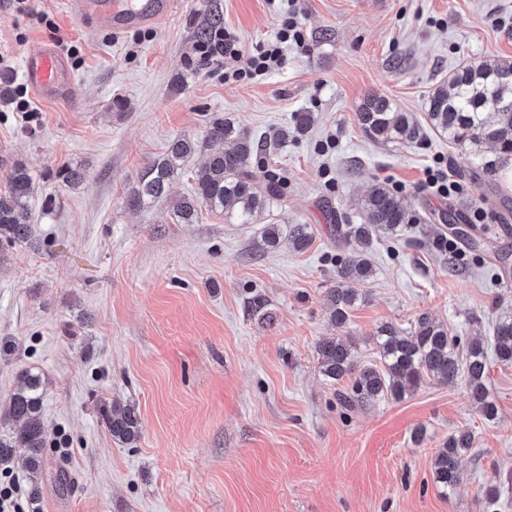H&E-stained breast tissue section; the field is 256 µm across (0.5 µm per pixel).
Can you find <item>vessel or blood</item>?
Listing matches in <instances>:
<instances>
[{"label":"vessel or blood","instance_id":"b4317fda","mask_svg":"<svg viewBox=\"0 0 512 512\" xmlns=\"http://www.w3.org/2000/svg\"><path fill=\"white\" fill-rule=\"evenodd\" d=\"M174 0H70L73 15L94 16L100 25L155 24L168 16ZM24 75L33 92L46 100L68 96L71 85L66 58L47 42H38L24 53Z\"/></svg>","mask_w":512,"mask_h":512}]
</instances>
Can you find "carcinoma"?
<instances>
[{"label": "carcinoma", "instance_id": "1", "mask_svg": "<svg viewBox=\"0 0 512 512\" xmlns=\"http://www.w3.org/2000/svg\"><path fill=\"white\" fill-rule=\"evenodd\" d=\"M428 119L448 143L468 146L481 156L479 175L493 178L512 162V61L481 60L466 63L448 73V77L428 95ZM357 120L364 133L381 142L414 141L421 128L410 114L402 112L392 99L376 93L367 94L357 110ZM491 148L486 155L483 147ZM262 147L261 141L234 127L230 120L216 119L201 138L176 137L165 156L143 168L126 198L133 210L167 195L170 184L181 173L184 162L196 153H205L206 164L195 174L194 192L177 199L172 214L179 224H193L198 210L206 206L227 212L238 224L253 223L254 216L276 202L281 185L267 180L264 193L256 191L253 160ZM56 177L69 185L81 183L86 172L81 167L66 166ZM33 175L22 162H15L7 175L6 187L0 189V266L8 261L7 247L28 244L39 247L40 238L34 224L30 197ZM361 223L335 224L336 241L349 248L337 266L336 275L347 283L345 288L327 292L328 316L339 328L347 325L359 299L355 284L373 276L372 266L364 257L378 234L394 235L405 224H420L424 218L412 213L403 200L388 186L375 185L361 204ZM286 240L296 250L306 249L312 240L308 224H272L267 227L263 243L278 246ZM382 367L357 368L356 344L349 336L324 339L316 347L320 369L334 381L352 379L349 391L340 395L345 407L365 406L382 396L402 400L419 388L425 379L452 383L465 374L471 401L487 420L497 415L489 399L488 365L484 341L462 342L448 327L427 315L419 317L414 327L402 333L391 325L382 326L375 336ZM493 350L498 361L512 363V310L500 313L493 326ZM45 376L29 369L17 375L16 387L7 408L0 413V423L16 422L18 430L0 432V469L8 472L14 463L15 450L26 449L24 467L32 497L40 495L47 464V433L42 418ZM112 438L126 445L140 439L141 421L136 408L115 404L105 415ZM471 447L467 431L448 436L431 460L436 487L450 497L463 479L460 460Z\"/></svg>", "mask_w": 512, "mask_h": 512}]
</instances>
